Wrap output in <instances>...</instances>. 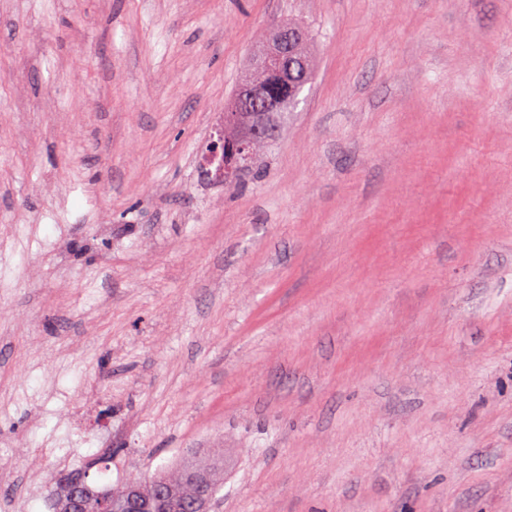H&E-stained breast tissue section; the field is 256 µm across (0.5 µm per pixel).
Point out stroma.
<instances>
[{
  "instance_id": "1",
  "label": "stroma",
  "mask_w": 512,
  "mask_h": 512,
  "mask_svg": "<svg viewBox=\"0 0 512 512\" xmlns=\"http://www.w3.org/2000/svg\"><path fill=\"white\" fill-rule=\"evenodd\" d=\"M193 455L212 512H512V0H0V512ZM291 27V28H289ZM292 28H299L308 33L307 40L301 46V54L308 60L309 67L304 72V83H312L315 75L314 63L309 49V32L300 23L288 21V27L277 29L269 46L263 53L254 54L256 66L272 76L277 95L282 100L279 112H288L291 103L288 99L294 98L299 93L298 78L294 73H301L306 68V61L301 56L299 46L303 38L302 34Z\"/></svg>"
}]
</instances>
